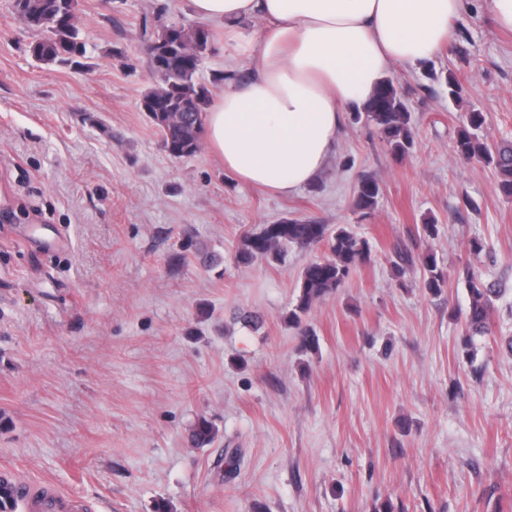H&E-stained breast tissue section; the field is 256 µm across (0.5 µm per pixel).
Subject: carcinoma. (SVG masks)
<instances>
[{
  "label": "carcinoma",
  "instance_id": "cac0c4a2",
  "mask_svg": "<svg viewBox=\"0 0 512 512\" xmlns=\"http://www.w3.org/2000/svg\"><path fill=\"white\" fill-rule=\"evenodd\" d=\"M13 2L15 12L27 29L38 35L31 45L32 55L37 60L52 64L85 55L86 46L80 39L76 21L78 0ZM141 36L149 42V71L159 80L142 97L141 109L160 131L163 147L169 155L175 158L193 155L199 149L209 102L208 90L196 81V75L211 45L212 33L203 25L171 18L162 6L156 8L151 17L143 19ZM173 47L181 52L164 69L156 70L155 59ZM364 112L367 121L384 136L392 153L401 157L409 153L414 144V131L393 79L382 80ZM484 124V113H465L457 129L456 152L464 159L483 160L494 170L500 192L512 196V141L494 145L484 142L480 137ZM380 193V184L375 179H361L355 191V209L363 216L372 213ZM288 245L321 246L326 250L323 257L303 268L297 303L288 312V324L300 336L302 350L316 351L318 339L306 324V315L317 302L336 292L353 269L371 261L372 245L347 225L284 218L265 225L256 233L244 235L234 251V261L239 266H247L260 256L279 262ZM396 257L393 262L396 277L402 278L413 271L415 261L411 253L400 251ZM421 269L422 288L428 293L439 294L448 287L447 271L439 264L436 254L423 255ZM464 283L468 306L462 320V346L471 363L478 352L475 337L492 333L495 302L503 289L498 282L485 279L479 270L470 267L465 269ZM217 434L214 423L200 417L190 430L189 442L194 448H203L211 445Z\"/></svg>",
  "mask_w": 512,
  "mask_h": 512
}]
</instances>
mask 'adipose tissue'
Segmentation results:
<instances>
[{"label":"adipose tissue","mask_w":512,"mask_h":512,"mask_svg":"<svg viewBox=\"0 0 512 512\" xmlns=\"http://www.w3.org/2000/svg\"><path fill=\"white\" fill-rule=\"evenodd\" d=\"M195 18L250 61L224 71L205 139L227 176L290 195L336 153L345 109L396 66L422 65L455 37L464 0H190ZM260 27L247 31L250 22Z\"/></svg>","instance_id":"1"}]
</instances>
